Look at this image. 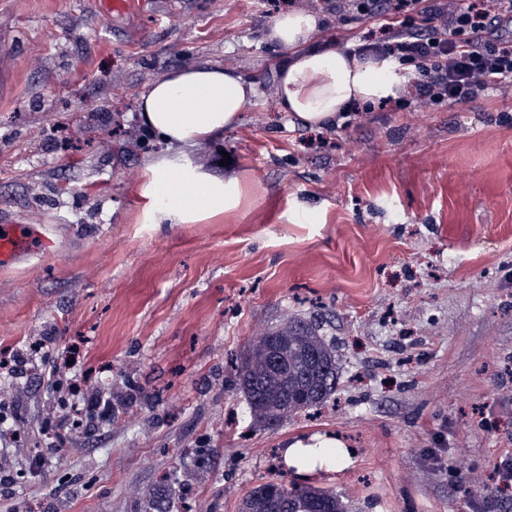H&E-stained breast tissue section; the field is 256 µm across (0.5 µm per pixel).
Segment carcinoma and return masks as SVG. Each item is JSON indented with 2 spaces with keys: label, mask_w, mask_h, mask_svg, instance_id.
Wrapping results in <instances>:
<instances>
[{
  "label": "carcinoma",
  "mask_w": 512,
  "mask_h": 512,
  "mask_svg": "<svg viewBox=\"0 0 512 512\" xmlns=\"http://www.w3.org/2000/svg\"><path fill=\"white\" fill-rule=\"evenodd\" d=\"M265 337L271 352L253 343L236 366L234 383L254 421L269 426L323 403L336 388L338 366L334 344L301 318ZM239 512H351V506L333 489L270 481L244 497Z\"/></svg>",
  "instance_id": "obj_1"
}]
</instances>
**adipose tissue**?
<instances>
[{
    "label": "adipose tissue",
    "instance_id": "adipose-tissue-1",
    "mask_svg": "<svg viewBox=\"0 0 512 512\" xmlns=\"http://www.w3.org/2000/svg\"><path fill=\"white\" fill-rule=\"evenodd\" d=\"M319 26L316 15L298 10L281 14L268 30V42L282 53L275 86L279 111L319 129L345 120L353 104L400 96L406 76L399 63L363 60L316 42ZM257 96L256 86L237 70L207 64L173 69L148 85L140 97L138 119L162 150L148 162L139 187L147 201L144 223L197 224L240 206L238 177H220L192 165L188 153L235 126ZM186 187L198 191V198L185 199ZM351 458L341 437L322 434L296 440L283 450L286 465L309 473L341 470Z\"/></svg>",
    "mask_w": 512,
    "mask_h": 512
}]
</instances>
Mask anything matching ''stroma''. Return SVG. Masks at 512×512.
<instances>
[{
	"mask_svg": "<svg viewBox=\"0 0 512 512\" xmlns=\"http://www.w3.org/2000/svg\"><path fill=\"white\" fill-rule=\"evenodd\" d=\"M296 9L343 49L380 34L337 23L324 0H148L114 16L97 0H0V214L55 243L0 268V352L79 345L81 386L134 397L40 473L0 484V512H238L273 476L334 489L352 512H512V486L470 493L512 454V98L305 127L275 105L281 54L265 39ZM193 64L235 68L263 92L189 155L237 176L241 205L146 224L139 186L160 146L142 141L139 97ZM293 317L333 342L336 391L271 429L231 365ZM0 382L17 464L47 449L56 395L40 374ZM315 433L340 436L351 464L273 469Z\"/></svg>",
	"mask_w": 512,
	"mask_h": 512,
	"instance_id": "1",
	"label": "stroma"
}]
</instances>
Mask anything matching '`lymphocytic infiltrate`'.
<instances>
[{
    "label": "lymphocytic infiltrate",
    "mask_w": 512,
    "mask_h": 512,
    "mask_svg": "<svg viewBox=\"0 0 512 512\" xmlns=\"http://www.w3.org/2000/svg\"><path fill=\"white\" fill-rule=\"evenodd\" d=\"M338 21H379L383 36L357 48L361 59L412 65L413 106L512 96V0H329Z\"/></svg>",
    "instance_id": "1"
}]
</instances>
